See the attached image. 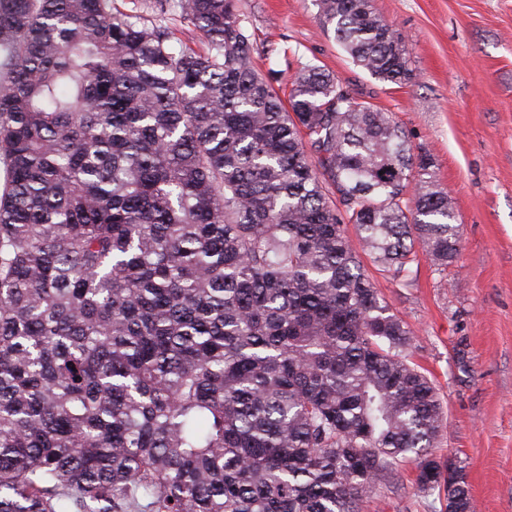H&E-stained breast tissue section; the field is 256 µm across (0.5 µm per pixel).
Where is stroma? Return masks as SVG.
<instances>
[{
    "label": "stroma",
    "instance_id": "1",
    "mask_svg": "<svg viewBox=\"0 0 512 512\" xmlns=\"http://www.w3.org/2000/svg\"><path fill=\"white\" fill-rule=\"evenodd\" d=\"M401 37L409 80L372 77L323 32L312 0H237L255 65L280 95L304 65L392 114L430 155L460 226L448 271L418 255L408 282L364 258L374 288L411 329L407 352L444 418L436 457L462 462L476 512H512V0H375ZM397 465L360 512H447L446 497Z\"/></svg>",
    "mask_w": 512,
    "mask_h": 512
}]
</instances>
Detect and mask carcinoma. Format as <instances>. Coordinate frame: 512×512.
<instances>
[{
    "label": "carcinoma",
    "mask_w": 512,
    "mask_h": 512,
    "mask_svg": "<svg viewBox=\"0 0 512 512\" xmlns=\"http://www.w3.org/2000/svg\"><path fill=\"white\" fill-rule=\"evenodd\" d=\"M382 81L372 0H313ZM0 0V512H358L443 409L364 272L455 263L459 225L392 115L315 65L288 102L237 0ZM336 200L329 197V189ZM176 3V0H168V4L166 6L167 11L165 14H157V19L161 20L163 24H166L170 27H172L176 33V37L180 38L183 41L188 42V40L193 41L188 42L192 47L202 51L204 49V45L200 42L198 37L193 36L192 33L187 31V28L184 29V27L179 22L178 17V11L173 7V5ZM194 38V40H191V38Z\"/></svg>",
    "instance_id": "obj_1"
}]
</instances>
